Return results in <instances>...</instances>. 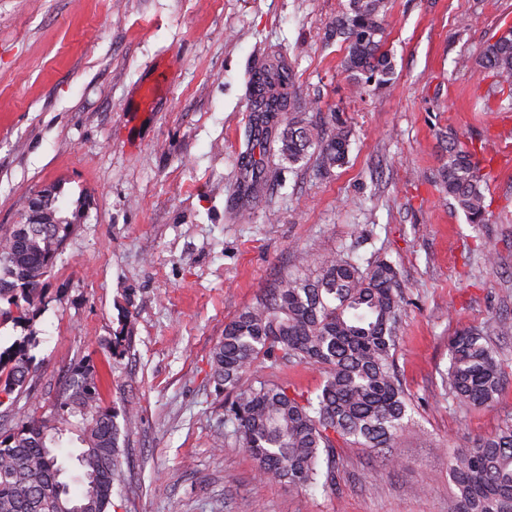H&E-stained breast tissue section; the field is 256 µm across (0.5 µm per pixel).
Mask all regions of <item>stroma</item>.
I'll return each instance as SVG.
<instances>
[{
  "label": "stroma",
  "mask_w": 512,
  "mask_h": 512,
  "mask_svg": "<svg viewBox=\"0 0 512 512\" xmlns=\"http://www.w3.org/2000/svg\"><path fill=\"white\" fill-rule=\"evenodd\" d=\"M390 2L394 74L358 96L327 37L346 0H0V226L48 192L74 224L33 318L0 323L1 350L33 339V394L0 420L47 412L92 361L105 405L138 416L112 512H448L449 455L512 417V380L467 412L442 385L449 336L512 313V174L486 175L480 227L437 183L447 144H512L479 65L512 0ZM274 45L294 67L288 118L337 116L351 146L327 175L267 158L252 199L248 81ZM338 252L400 271L396 364L416 411L400 467L344 448L335 489L304 490L257 472L211 357L265 288ZM259 374L311 398L323 381L308 365Z\"/></svg>",
  "instance_id": "stroma-1"
}]
</instances>
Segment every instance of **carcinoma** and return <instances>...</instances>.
Listing matches in <instances>:
<instances>
[{"label":"carcinoma","mask_w":512,"mask_h":512,"mask_svg":"<svg viewBox=\"0 0 512 512\" xmlns=\"http://www.w3.org/2000/svg\"><path fill=\"white\" fill-rule=\"evenodd\" d=\"M388 0H348L329 37L346 45L342 68L358 93L369 83L383 85L394 74L383 50ZM480 67L493 79L500 107L512 110V33L488 43ZM248 97L256 121L283 125L277 139L280 159L290 165L314 160L328 174L345 163L350 131L340 122L326 128L278 121L294 99L286 56L265 49L253 74ZM441 188L471 224L486 223L484 175L476 151L448 146L439 171ZM46 224L0 228V321H19L40 302L44 278L73 230L59 209L43 205ZM404 283L398 268L377 260L361 269L337 253L287 275L224 324L214 348L212 377L234 395L227 416L235 436L250 452L265 478L299 488L335 485L338 449L359 445L380 467L398 465L396 438L411 419L413 398L395 367ZM25 336L0 351V405L29 391V346ZM449 365L443 383L460 410L483 408L497 400L506 369L483 330L455 331L448 338ZM269 361L278 366L313 365L323 370L316 399L262 377L245 387L244 376ZM63 424L81 445L75 460L82 493L74 496L62 479L59 457L63 429L32 414L6 428L0 424V512H71L77 501L84 512H111L112 490L120 473V435L135 424L102 405L94 365L71 370L57 406ZM454 484L448 512H512V418L487 437L456 449L448 457Z\"/></svg>","instance_id":"carcinoma-1"}]
</instances>
